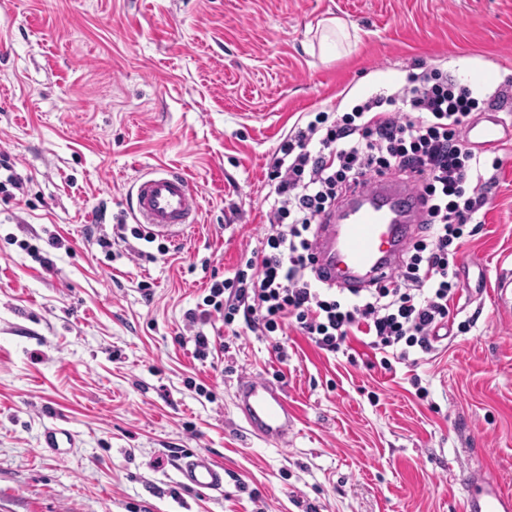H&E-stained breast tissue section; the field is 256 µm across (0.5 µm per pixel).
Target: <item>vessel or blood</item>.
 Wrapping results in <instances>:
<instances>
[{
    "label": "vessel or blood",
    "mask_w": 512,
    "mask_h": 512,
    "mask_svg": "<svg viewBox=\"0 0 512 512\" xmlns=\"http://www.w3.org/2000/svg\"><path fill=\"white\" fill-rule=\"evenodd\" d=\"M495 114L470 123L469 145L490 148L501 141ZM132 214L137 223L156 235L175 236L196 223L199 201L189 179L179 171L158 168L137 179L131 192ZM423 204L411 187L394 178L371 181L350 194L330 223L322 225L314 248L318 263L342 288H361L393 273L418 224ZM497 308L512 310V273L495 282ZM235 406L249 435L276 444L287 442L295 409L281 385L256 378H241ZM76 444L75 434L62 426L43 432L42 447L55 454ZM180 484L193 491H220L224 468L210 455L196 451L180 456ZM464 512H512V494L482 472L463 470L460 478Z\"/></svg>",
    "instance_id": "obj_1"
}]
</instances>
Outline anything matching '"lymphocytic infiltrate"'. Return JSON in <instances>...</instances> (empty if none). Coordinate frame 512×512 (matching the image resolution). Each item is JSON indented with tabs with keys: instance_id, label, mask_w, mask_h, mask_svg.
Returning a JSON list of instances; mask_svg holds the SVG:
<instances>
[{
	"instance_id": "obj_1",
	"label": "lymphocytic infiltrate",
	"mask_w": 512,
	"mask_h": 512,
	"mask_svg": "<svg viewBox=\"0 0 512 512\" xmlns=\"http://www.w3.org/2000/svg\"><path fill=\"white\" fill-rule=\"evenodd\" d=\"M478 105L470 87L431 70L407 77L397 94H376L340 117L316 113L280 144L268 179L272 200L260 247L233 275L213 280L204 306L243 318L267 336L295 326L335 354L349 337L367 339L379 364L434 351L459 290L456 255L480 229L495 180L482 149L463 136ZM413 180L425 237L412 241L396 273L375 286L345 289L316 267L319 224L371 177Z\"/></svg>"
}]
</instances>
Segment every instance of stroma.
Segmentation results:
<instances>
[{
  "instance_id": "1",
  "label": "stroma",
  "mask_w": 512,
  "mask_h": 512,
  "mask_svg": "<svg viewBox=\"0 0 512 512\" xmlns=\"http://www.w3.org/2000/svg\"><path fill=\"white\" fill-rule=\"evenodd\" d=\"M331 18L355 40L327 58ZM420 68L481 99L512 81V0H0V153L25 181L0 197V512H463L457 477L480 462L512 491V315L492 298L512 271V141L456 257L472 326L417 362L187 319L258 246L294 127ZM160 165L190 180L197 224L167 254L105 257L96 237L132 223L129 188ZM199 330L224 348L195 358ZM245 376L285 387L287 443L244 432ZM62 421L78 446L55 456L41 438ZM189 451L223 463V491L180 486Z\"/></svg>"
}]
</instances>
